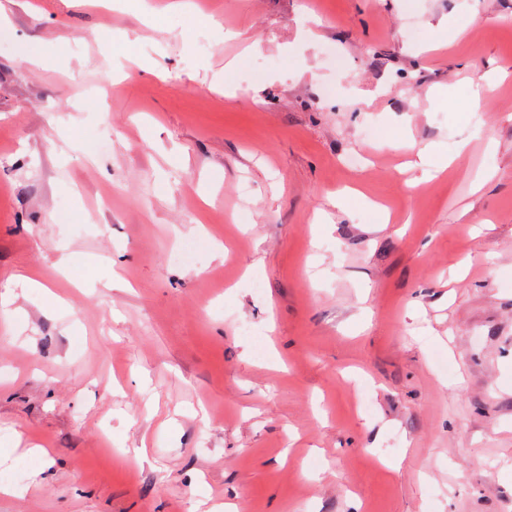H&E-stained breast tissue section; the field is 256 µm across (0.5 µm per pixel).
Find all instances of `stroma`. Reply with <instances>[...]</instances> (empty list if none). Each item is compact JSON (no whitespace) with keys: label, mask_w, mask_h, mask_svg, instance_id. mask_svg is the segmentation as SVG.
I'll return each mask as SVG.
<instances>
[{"label":"stroma","mask_w":512,"mask_h":512,"mask_svg":"<svg viewBox=\"0 0 512 512\" xmlns=\"http://www.w3.org/2000/svg\"><path fill=\"white\" fill-rule=\"evenodd\" d=\"M140 1L0 0V512H512V0Z\"/></svg>","instance_id":"1"}]
</instances>
